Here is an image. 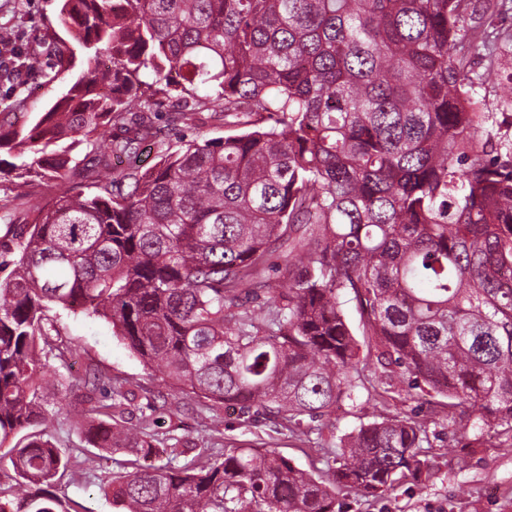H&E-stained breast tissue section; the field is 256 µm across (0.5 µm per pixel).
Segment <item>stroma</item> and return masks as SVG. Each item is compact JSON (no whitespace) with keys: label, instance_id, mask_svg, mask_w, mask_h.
<instances>
[{"label":"stroma","instance_id":"35a3bbf8","mask_svg":"<svg viewBox=\"0 0 512 512\" xmlns=\"http://www.w3.org/2000/svg\"><path fill=\"white\" fill-rule=\"evenodd\" d=\"M67 341L66 358L75 370L98 369L112 378L114 386L131 389L136 397L125 403L126 417L146 419L152 433L165 438L174 466L196 459L198 449L216 456L231 448L272 449L297 467L325 474L336 451L317 447V434H290L281 422L260 418L244 422L238 408L210 405L198 398L175 393L158 374L143 366L130 350L98 319L62 316ZM380 368L368 362L360 375L366 387L356 402L337 407L333 419L338 433L351 432L360 422L375 417L421 415L428 408L420 390L406 385H377ZM452 435L436 427L430 443L419 451L429 472L381 498L340 497L344 512H512V451L481 448L468 467L459 468L449 454ZM142 457L125 451L104 454L97 465L66 476L63 490L69 512H114L111 499L101 488L113 474L134 471Z\"/></svg>","mask_w":512,"mask_h":512}]
</instances>
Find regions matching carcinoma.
I'll use <instances>...</instances> for the list:
<instances>
[{
  "label": "carcinoma",
  "instance_id": "1",
  "mask_svg": "<svg viewBox=\"0 0 512 512\" xmlns=\"http://www.w3.org/2000/svg\"><path fill=\"white\" fill-rule=\"evenodd\" d=\"M59 36L0 72V512H67L77 461L45 433L62 387L58 311L105 321L176 391L295 434L380 380L435 400L424 419L336 437L332 481L236 448L141 466L103 488L116 512H336L417 478L430 425L465 416L512 447V97L479 94L512 59V0H58ZM86 67L34 124L20 90ZM169 124H222L174 147ZM155 163L143 168L142 146ZM353 310L363 341L348 319ZM86 442L148 457L132 395L93 373ZM106 386L112 403L96 391Z\"/></svg>",
  "mask_w": 512,
  "mask_h": 512
}]
</instances>
